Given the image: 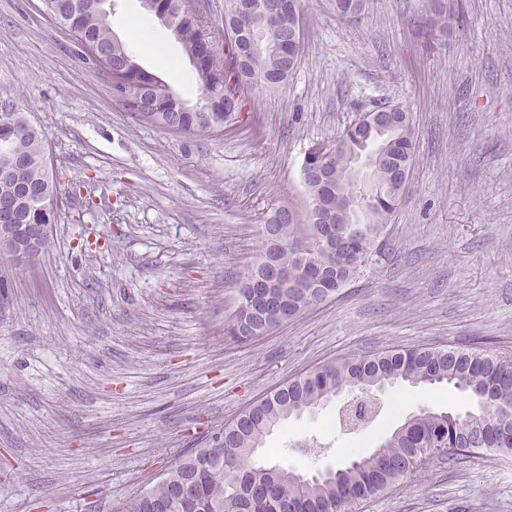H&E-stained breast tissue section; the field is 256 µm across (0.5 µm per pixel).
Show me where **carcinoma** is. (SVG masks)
<instances>
[{
	"label": "carcinoma",
	"instance_id": "1",
	"mask_svg": "<svg viewBox=\"0 0 512 512\" xmlns=\"http://www.w3.org/2000/svg\"><path fill=\"white\" fill-rule=\"evenodd\" d=\"M194 0H164L165 24L181 45L193 69L199 96L211 111H192L154 73L143 68L112 30L110 18L93 0H44L62 26L74 23L76 33L102 55L110 70L112 94L141 123L175 134H222L247 124L250 93L277 90L297 68L301 40L288 38V51L278 47L280 34L272 18L285 10L288 22L300 26V0H224V47L211 51L206 21L196 16ZM368 0H335L342 18L365 11ZM454 12L435 0L420 21L419 32L431 49L443 46ZM243 59L239 73L226 60ZM399 117L394 127H371L361 115L336 139L328 186L305 182L309 205L319 206L320 223L296 214L282 225L281 243H261L252 264L235 281L237 305L225 319L224 334L238 343L264 336L307 310L333 298L381 255L392 215L406 198L396 176L414 161V126L399 105L385 107ZM41 131L23 112L12 111L0 122V203L14 207L17 224H55L59 212L42 210V196L55 187L42 158ZM363 156L367 170L357 171L353 159ZM273 259L288 270V280L272 291L263 324L252 322L248 281L262 274ZM397 382L412 387L447 383L475 400L464 414L421 409L369 454H359L322 478L305 479L290 468L269 466L257 459L266 436L292 417L318 407L342 391L365 399ZM224 452L209 446L175 455L166 473L148 490L120 502L113 512H353L426 463L456 462L493 450L512 456V356L470 346L395 349L330 362L295 377L256 401L224 424Z\"/></svg>",
	"mask_w": 512,
	"mask_h": 512
}]
</instances>
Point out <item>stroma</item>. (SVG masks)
<instances>
[{"instance_id": "obj_1", "label": "stroma", "mask_w": 512, "mask_h": 512, "mask_svg": "<svg viewBox=\"0 0 512 512\" xmlns=\"http://www.w3.org/2000/svg\"><path fill=\"white\" fill-rule=\"evenodd\" d=\"M114 34L176 96L192 70L140 0ZM430 0H369L352 20L303 0L300 62L252 94L248 124L177 136L113 96L42 0H0V104L41 130L62 201L32 263L0 258V512H110L284 382L390 349L512 353V0H455L444 48L417 35ZM137 28H130V21ZM403 105L415 164L381 257L334 300L250 344L224 338L233 278L270 208L306 211L301 167L363 113ZM377 418L336 428L343 398L274 430L259 457L311 475L374 450L423 407L465 412L447 384L372 393ZM317 439L319 456L296 449ZM356 512H512V457L434 462Z\"/></svg>"}]
</instances>
